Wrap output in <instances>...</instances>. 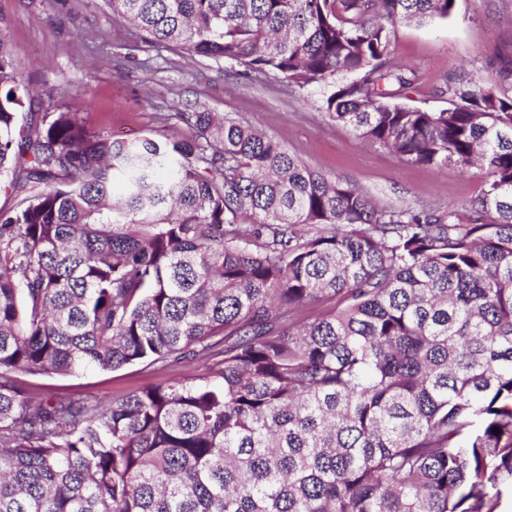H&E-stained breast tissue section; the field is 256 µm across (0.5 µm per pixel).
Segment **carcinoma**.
I'll list each match as a JSON object with an SVG mask.
<instances>
[{"instance_id": "carcinoma-1", "label": "carcinoma", "mask_w": 512, "mask_h": 512, "mask_svg": "<svg viewBox=\"0 0 512 512\" xmlns=\"http://www.w3.org/2000/svg\"><path fill=\"white\" fill-rule=\"evenodd\" d=\"M454 2L106 0L152 46L322 88L409 163L478 168L464 215L378 207L226 114L177 112L167 142L22 124L0 34V512H500L512 60L496 90L448 77L436 111L392 55ZM184 362L203 372L107 405L22 380Z\"/></svg>"}]
</instances>
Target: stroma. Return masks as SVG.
Here are the masks:
<instances>
[{
	"label": "stroma",
	"mask_w": 512,
	"mask_h": 512,
	"mask_svg": "<svg viewBox=\"0 0 512 512\" xmlns=\"http://www.w3.org/2000/svg\"><path fill=\"white\" fill-rule=\"evenodd\" d=\"M0 34L38 95V116L80 112L93 128L115 137L134 140L151 133L163 140L187 131L175 112L229 113L281 142L311 168L356 185L380 206L458 211L483 187L479 170L417 166L362 143L320 111V88L298 92L272 77L230 76L211 59L148 46L134 29L113 19L104 0H0ZM392 46L395 59L418 74L412 104L446 107L439 88L447 75L462 69L497 88V61L512 57V0H456L448 19L396 26ZM201 371L198 363L166 370L132 365L31 376L27 382L60 397L106 402Z\"/></svg>",
	"instance_id": "35a3bbf8"
}]
</instances>
